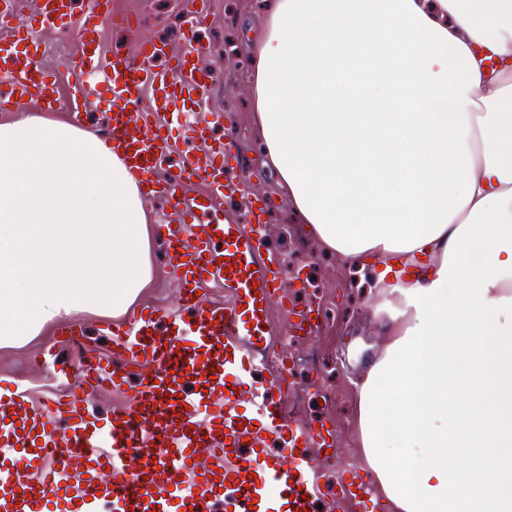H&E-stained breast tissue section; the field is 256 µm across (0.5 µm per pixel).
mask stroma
Segmentation results:
<instances>
[{
  "instance_id": "obj_1",
  "label": "stroma",
  "mask_w": 512,
  "mask_h": 512,
  "mask_svg": "<svg viewBox=\"0 0 512 512\" xmlns=\"http://www.w3.org/2000/svg\"><path fill=\"white\" fill-rule=\"evenodd\" d=\"M262 23L260 0H211L208 19L200 26L198 36L221 51V58L211 64V107L222 113L223 119L213 128L212 136L222 139L236 134L234 169L244 185L261 192L269 208L264 216L267 225V251L278 263L279 293L295 307L316 303L319 308L331 309L334 319L321 322L318 331L308 342L318 352L315 366H297L289 371L269 364L257 373L242 377L243 389L266 386L277 375L286 374L289 385L306 387L300 405L302 418L294 425L300 429H315L322 425L333 427L336 453L331 464L317 468L311 474L324 512L336 506V476L347 463L355 459L353 428V388L351 377L361 365L350 359L351 348L362 344L383 347L370 320V306L358 303L345 285V274L335 258L319 252L304 225L291 223L288 207L281 198L273 175L257 164V143L250 135L251 110L245 80L235 78L237 56L246 52L249 33L258 31ZM146 38L159 39L178 45L182 37L180 15L175 0H156L152 20L142 28ZM45 51L39 57L41 66L55 70L61 99H69L76 77L66 60L82 53L77 40L61 41L50 31H43ZM152 283L137 299L136 308L146 306H175L179 290L164 265L165 246L160 237L152 239ZM56 327L44 325L33 335L22 337L10 345H0V383L15 384L26 390L35 403L58 391L59 383L51 377L49 365H35V357L47 346L57 344Z\"/></svg>"
}]
</instances>
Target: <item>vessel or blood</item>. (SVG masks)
<instances>
[{"instance_id":"1","label":"vessel or blood","mask_w":512,"mask_h":512,"mask_svg":"<svg viewBox=\"0 0 512 512\" xmlns=\"http://www.w3.org/2000/svg\"><path fill=\"white\" fill-rule=\"evenodd\" d=\"M111 0H39L37 27L13 26L0 39V106L58 104L54 76L40 67L39 32L76 35L87 51L74 61L81 119L92 97L110 94L112 115L99 134L121 149L129 167L170 212L160 234L180 288L177 310L138 312L103 323L112 355L58 359L64 392L34 404L22 389L0 388V512H316L308 447L333 448L328 428L317 434L291 428L271 389L257 400L263 427L228 411L237 393L231 367L254 368L266 324L285 299L277 292L276 262L264 254L259 219H225L223 201L236 194L230 144L211 140L221 115L209 109L207 58L213 47L197 30L210 0H180L184 40L179 50L142 41L135 56L94 52ZM180 107L190 145H171L167 114ZM215 279L236 291L233 307L204 304ZM314 311L295 313L288 331L314 335ZM131 386L128 405L106 417L92 409L104 388ZM33 470L19 482V470Z\"/></svg>"}]
</instances>
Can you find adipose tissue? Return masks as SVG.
Wrapping results in <instances>:
<instances>
[{
	"mask_svg": "<svg viewBox=\"0 0 512 512\" xmlns=\"http://www.w3.org/2000/svg\"><path fill=\"white\" fill-rule=\"evenodd\" d=\"M249 60L262 166L379 298L354 394L372 512H512V0H267ZM151 249L108 144L0 121V343L120 317Z\"/></svg>",
	"mask_w": 512,
	"mask_h": 512,
	"instance_id": "obj_1",
	"label": "adipose tissue"
}]
</instances>
